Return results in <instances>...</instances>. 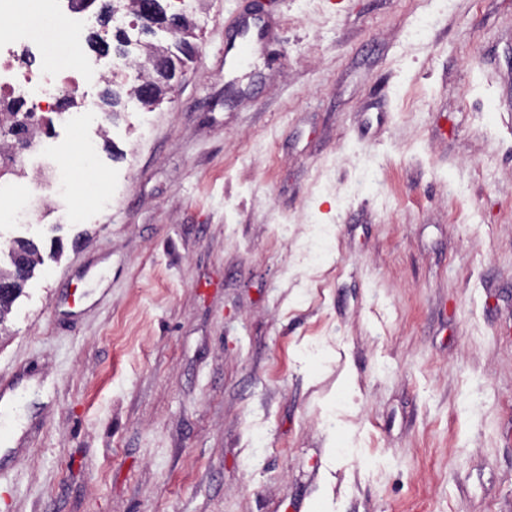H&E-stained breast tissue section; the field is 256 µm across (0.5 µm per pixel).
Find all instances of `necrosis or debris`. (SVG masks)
<instances>
[{"instance_id": "obj_1", "label": "necrosis or debris", "mask_w": 512, "mask_h": 512, "mask_svg": "<svg viewBox=\"0 0 512 512\" xmlns=\"http://www.w3.org/2000/svg\"><path fill=\"white\" fill-rule=\"evenodd\" d=\"M99 24L84 0H0V102L86 130L79 147L88 155L94 154L103 131L91 121L96 88L112 76L132 80L143 71L129 56L118 66L78 53L80 35ZM74 56L80 59L75 67L70 64ZM28 141L25 151L9 149V157L31 166L38 178H52L56 192H63L64 176L54 162L58 154L71 151V143L50 141L40 133Z\"/></svg>"}]
</instances>
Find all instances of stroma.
<instances>
[{
  "label": "stroma",
  "instance_id": "obj_1",
  "mask_svg": "<svg viewBox=\"0 0 512 512\" xmlns=\"http://www.w3.org/2000/svg\"><path fill=\"white\" fill-rule=\"evenodd\" d=\"M252 11L0 223V512H512V0H272L236 68ZM19 250L24 261V270L19 271L12 263L13 270L0 269V283L10 282L13 287L10 302H0V325H2L11 313L12 306L23 292L25 283L32 277L34 269L41 264V256L33 243L27 240H16L15 251ZM10 397L5 400V396ZM22 398L21 389L19 387V379L14 377L9 381H5L0 377V443L1 446L8 442V427L5 423V417L8 415L7 407L13 402L19 405ZM5 446V445H4Z\"/></svg>",
  "mask_w": 512,
  "mask_h": 512
}]
</instances>
